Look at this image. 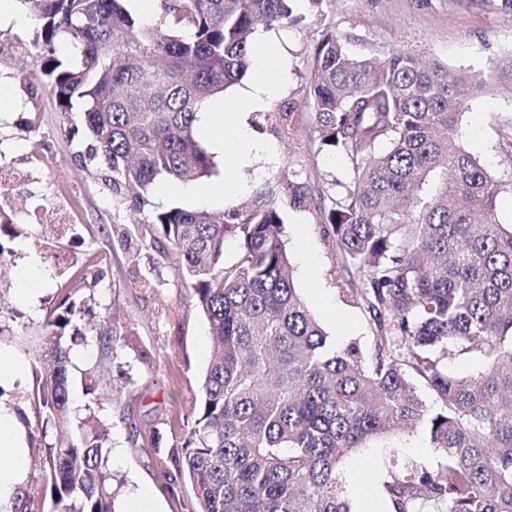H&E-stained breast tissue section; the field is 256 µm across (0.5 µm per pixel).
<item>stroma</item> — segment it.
<instances>
[{
	"label": "stroma",
	"mask_w": 512,
	"mask_h": 512,
	"mask_svg": "<svg viewBox=\"0 0 512 512\" xmlns=\"http://www.w3.org/2000/svg\"><path fill=\"white\" fill-rule=\"evenodd\" d=\"M299 26L289 28L293 40H311L327 31L347 35L350 51L358 55L411 53L423 61L447 66L449 71H488L498 59L512 54V10L501 0H324L312 13L308 0H292ZM35 20L18 27L0 23V95L14 105L0 112V156L23 160L28 152L45 162L28 187L12 190L14 223L25 233L12 237L0 230V245L12 251V274L1 286L0 350L30 360L28 337L38 335L47 310L56 304L59 289H74L85 300L79 322L89 330L108 317L127 324L128 334L118 345L117 359L107 358L95 340L73 348V376L97 368L110 377L118 392V406L126 422H111L109 465L121 484L116 512H127L142 489H149L158 512H182L178 499L164 490L165 479L150 456L133 453L129 435L139 445L149 443L152 428L161 427L172 404L196 391L211 356L208 325L196 308L188 284L175 281L173 270L158 253L141 242H127L119 230L133 218L131 202H115L107 171L82 161L88 140L71 138L69 129L78 117L59 110L50 86L40 80L32 56L17 52L16 44H33ZM512 119V93L496 85L479 90L458 121L461 146L504 187L495 202L500 223L512 225V154L499 139L503 123ZM251 126L259 133L254 162L245 168L243 192L235 207L254 203L277 205L282 218L281 237L288 250L294 282L316 320L336 349L358 343L370 350L374 321L351 291L346 270L337 261L332 233L314 206H293L279 183L282 170L297 163L310 185L331 180L349 184L352 168L347 156L320 149L311 113L298 107L288 127H273L262 112L251 113ZM78 188L76 210L82 229L80 243L54 236L51 225L30 224L25 216L36 194ZM55 247L59 266L44 260L46 246ZM36 265L41 286L31 300L17 293V273ZM99 278L96 294H88L84 280ZM150 348L153 359L142 364L134 357L138 347ZM435 470L439 455L421 430L391 434L368 443L346 457L340 472L354 512H362L364 498L392 505L384 488L389 479L390 455Z\"/></svg>",
	"instance_id": "obj_1"
}]
</instances>
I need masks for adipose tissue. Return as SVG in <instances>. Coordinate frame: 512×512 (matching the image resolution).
Listing matches in <instances>:
<instances>
[{"label":"adipose tissue","mask_w":512,"mask_h":512,"mask_svg":"<svg viewBox=\"0 0 512 512\" xmlns=\"http://www.w3.org/2000/svg\"><path fill=\"white\" fill-rule=\"evenodd\" d=\"M254 70L243 87L228 91L213 103L212 112L200 127L201 134L216 147L231 148L232 162L224 170V180L217 185L180 186L185 196L212 202L233 201L242 189L241 171L252 163L258 135L247 122L249 113L267 107L287 87L288 61L268 35H258L252 45ZM0 447L8 457L0 462V505L9 504L15 488L24 482L28 468V451L21 447L11 416L0 414Z\"/></svg>","instance_id":"obj_1"}]
</instances>
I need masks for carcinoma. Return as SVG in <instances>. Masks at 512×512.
<instances>
[{"label": "carcinoma", "instance_id": "1", "mask_svg": "<svg viewBox=\"0 0 512 512\" xmlns=\"http://www.w3.org/2000/svg\"><path fill=\"white\" fill-rule=\"evenodd\" d=\"M41 27L37 65L63 112L81 114L89 158L112 193L132 197V232L171 261L205 316L214 354L188 406L151 436L152 458L185 512H351L341 461L389 432L421 429L441 457L428 471L394 463V512H512V228L500 224L502 181L459 145L456 127L490 82L512 93V55L487 75L425 65L406 52L354 56L329 32L294 44L310 58L301 103L322 148L340 150L354 176L313 190L282 176L288 199L312 201L332 229L336 259L353 270L373 314V348L338 352L294 285L273 205L229 216L180 208L145 213L159 180L196 181L214 162L197 139L201 106L250 65L258 23L285 28L291 0H165L156 26L124 0H24ZM74 52L57 55L60 38ZM441 187L412 196L431 175ZM240 244L224 265L225 241ZM80 313L60 297L31 360V384L9 407L28 428L40 493L21 484L0 512H115L105 448L111 428L73 419L72 346ZM123 327L104 320L96 342L114 356ZM481 369L448 374L450 356ZM434 393L429 406L415 380ZM84 409L112 404V383L81 377Z\"/></svg>", "mask_w": 512, "mask_h": 512}]
</instances>
